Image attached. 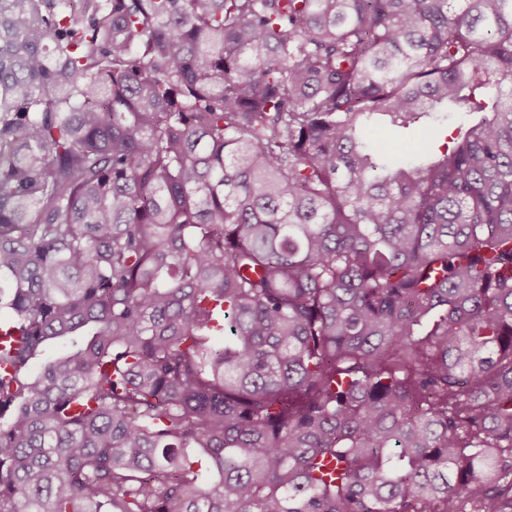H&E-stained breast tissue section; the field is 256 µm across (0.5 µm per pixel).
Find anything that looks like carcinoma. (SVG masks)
I'll use <instances>...</instances> for the list:
<instances>
[{
  "mask_svg": "<svg viewBox=\"0 0 512 512\" xmlns=\"http://www.w3.org/2000/svg\"><path fill=\"white\" fill-rule=\"evenodd\" d=\"M4 282L0 512H512V0H0Z\"/></svg>",
  "mask_w": 512,
  "mask_h": 512,
  "instance_id": "1",
  "label": "carcinoma"
}]
</instances>
